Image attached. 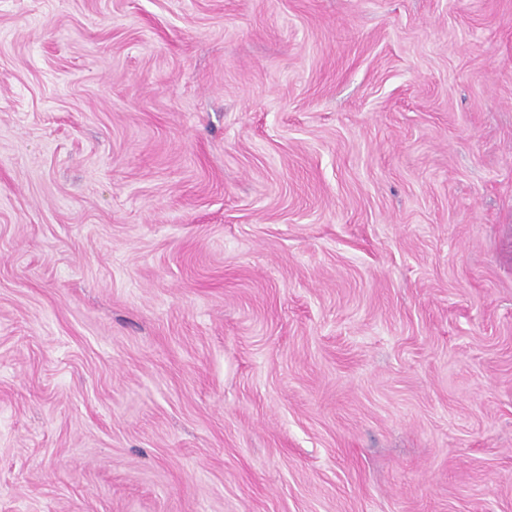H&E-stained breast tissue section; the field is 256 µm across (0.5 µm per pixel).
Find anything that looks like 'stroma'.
<instances>
[{
  "instance_id": "1",
  "label": "stroma",
  "mask_w": 512,
  "mask_h": 512,
  "mask_svg": "<svg viewBox=\"0 0 512 512\" xmlns=\"http://www.w3.org/2000/svg\"><path fill=\"white\" fill-rule=\"evenodd\" d=\"M0 512H512V0H0Z\"/></svg>"
}]
</instances>
